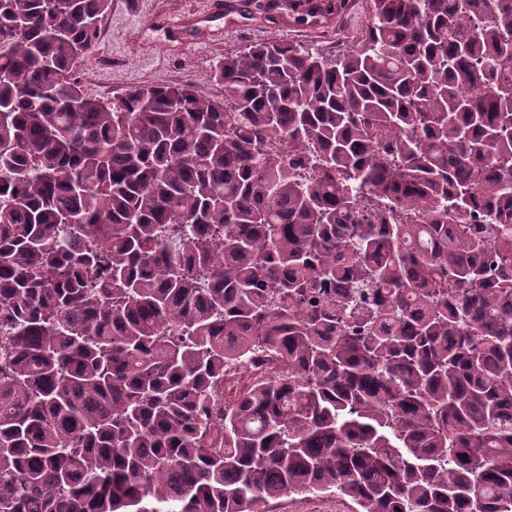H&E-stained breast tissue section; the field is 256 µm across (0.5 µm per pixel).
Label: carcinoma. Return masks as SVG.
Segmentation results:
<instances>
[{"instance_id": "obj_1", "label": "carcinoma", "mask_w": 512, "mask_h": 512, "mask_svg": "<svg viewBox=\"0 0 512 512\" xmlns=\"http://www.w3.org/2000/svg\"><path fill=\"white\" fill-rule=\"evenodd\" d=\"M108 7L0 0V512H512V0L116 103ZM255 348L286 372L214 448ZM283 365L280 354L254 350L245 358L224 366V379L219 381L215 389L216 409L213 411L211 422V436L217 447L221 441L220 428L223 424L224 410L231 407L236 396L252 383L276 378L282 372ZM234 395V399H231ZM270 512H353L354 504L347 497L326 495L307 497L286 495L270 505Z\"/></svg>"}]
</instances>
